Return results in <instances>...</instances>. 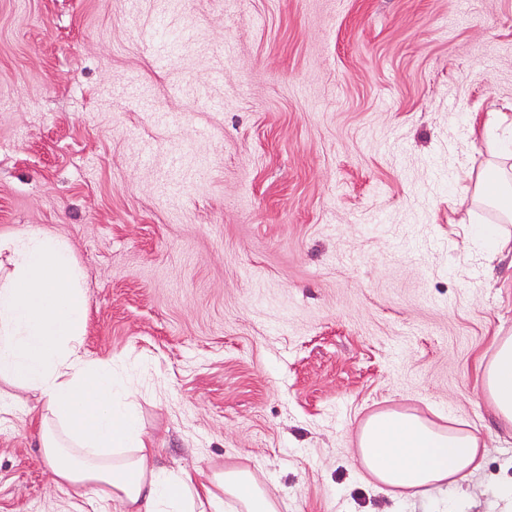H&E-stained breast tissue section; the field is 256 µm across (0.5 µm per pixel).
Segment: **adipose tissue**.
Masks as SVG:
<instances>
[{"mask_svg":"<svg viewBox=\"0 0 512 512\" xmlns=\"http://www.w3.org/2000/svg\"><path fill=\"white\" fill-rule=\"evenodd\" d=\"M490 158L465 204H489L512 222V113L490 107L473 126ZM12 271L0 276V381L36 396L39 443L56 483L93 488L121 512H279L260 478L232 467L194 482L158 464L111 362L83 345L87 318L84 274L63 238L32 230L0 240ZM495 415L512 428V336L495 342L484 368ZM356 462L367 484L397 499L457 486L481 469L483 452L471 431L439 427L401 411L370 416L357 435Z\"/></svg>","mask_w":512,"mask_h":512,"instance_id":"obj_1","label":"adipose tissue"}]
</instances>
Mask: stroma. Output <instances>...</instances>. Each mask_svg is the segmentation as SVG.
Returning <instances> with one entry per match:
<instances>
[{"label":"stroma","instance_id":"35a3bbf8","mask_svg":"<svg viewBox=\"0 0 512 512\" xmlns=\"http://www.w3.org/2000/svg\"><path fill=\"white\" fill-rule=\"evenodd\" d=\"M508 102L512 0H0V238L69 242L84 348L161 465L251 469L281 512H503L481 371L512 260L448 198L487 158L471 114ZM36 404L0 398V512H116L53 482ZM393 409L471 429L482 469L373 492L356 435Z\"/></svg>","mask_w":512,"mask_h":512}]
</instances>
